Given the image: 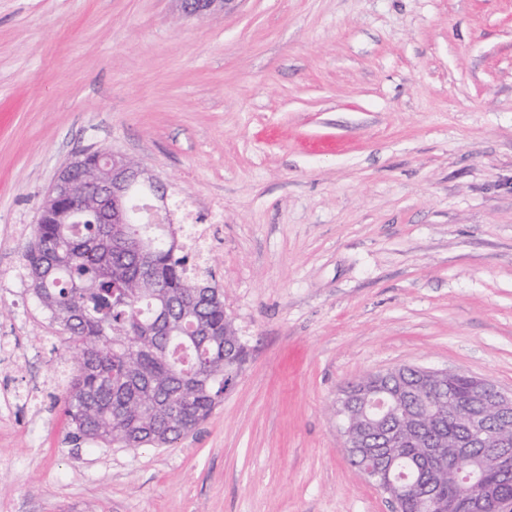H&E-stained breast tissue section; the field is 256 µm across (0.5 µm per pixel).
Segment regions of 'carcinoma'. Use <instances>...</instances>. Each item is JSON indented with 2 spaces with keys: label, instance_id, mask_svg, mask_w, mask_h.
<instances>
[{
  "label": "carcinoma",
  "instance_id": "1",
  "mask_svg": "<svg viewBox=\"0 0 512 512\" xmlns=\"http://www.w3.org/2000/svg\"><path fill=\"white\" fill-rule=\"evenodd\" d=\"M71 223L45 206L25 269L39 305L74 362L62 396L68 436L104 447L167 446L194 431L224 398L246 349L208 279L155 224H101L87 196ZM393 475L434 486L439 502L475 493L422 462L410 443L385 447Z\"/></svg>",
  "mask_w": 512,
  "mask_h": 512
}]
</instances>
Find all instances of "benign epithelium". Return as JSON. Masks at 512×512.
I'll use <instances>...</instances> for the list:
<instances>
[{"label": "benign epithelium", "mask_w": 512, "mask_h": 512, "mask_svg": "<svg viewBox=\"0 0 512 512\" xmlns=\"http://www.w3.org/2000/svg\"><path fill=\"white\" fill-rule=\"evenodd\" d=\"M181 12L191 18L203 19L224 12L234 0H175ZM102 173L94 179L95 194L107 197L111 205L112 224L129 223L128 201L137 188H151L155 200L165 203L161 183L130 158L112 151L98 152ZM72 164L57 174L46 197V202L63 199L70 211L81 212V203L71 195L69 175ZM422 381L413 387L392 390L375 374L356 382L353 396H343L336 407L339 429L346 439L344 447L350 458L371 451L369 443L372 426L382 418H393V428L378 432V438L391 444L397 440L417 442L425 448L424 455L438 458L434 448L437 436L445 424L454 426V452L448 454V473L458 472L460 461L475 458L479 466L468 476H482L487 471L500 476H512V392L500 390L488 379L469 377V389L462 397L453 394L459 372L447 369L417 367ZM418 393L430 396L431 402L416 408L401 405V396ZM448 509L459 512H512V500L501 496L498 485L483 484L476 497L459 505L448 502Z\"/></svg>", "instance_id": "1"}]
</instances>
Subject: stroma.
<instances>
[{
    "instance_id": "35a3bbf8",
    "label": "stroma",
    "mask_w": 512,
    "mask_h": 512,
    "mask_svg": "<svg viewBox=\"0 0 512 512\" xmlns=\"http://www.w3.org/2000/svg\"><path fill=\"white\" fill-rule=\"evenodd\" d=\"M224 202L209 265L248 356L188 436L73 442L71 354L24 269L77 156ZM0 512H393L343 388L398 366L512 390V0H0ZM187 17L203 19L224 13L226 6L235 0H175Z\"/></svg>"
}]
</instances>
